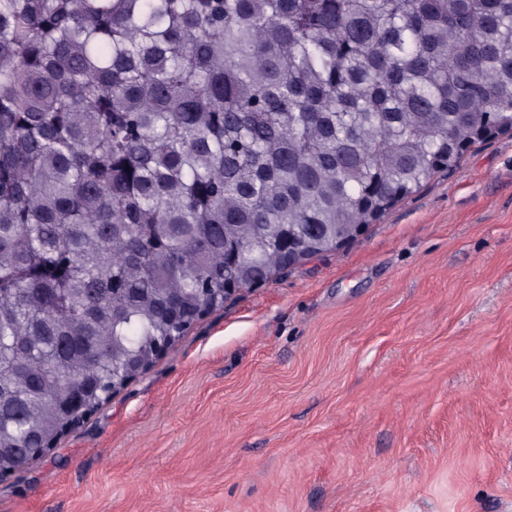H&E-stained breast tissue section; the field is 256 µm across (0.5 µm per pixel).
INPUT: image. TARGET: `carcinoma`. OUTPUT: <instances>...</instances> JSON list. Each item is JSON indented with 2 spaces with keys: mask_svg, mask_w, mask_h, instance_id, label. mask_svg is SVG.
<instances>
[{
  "mask_svg": "<svg viewBox=\"0 0 512 512\" xmlns=\"http://www.w3.org/2000/svg\"><path fill=\"white\" fill-rule=\"evenodd\" d=\"M502 133L512 0H0V472Z\"/></svg>",
  "mask_w": 512,
  "mask_h": 512,
  "instance_id": "cac0c4a2",
  "label": "carcinoma"
}]
</instances>
